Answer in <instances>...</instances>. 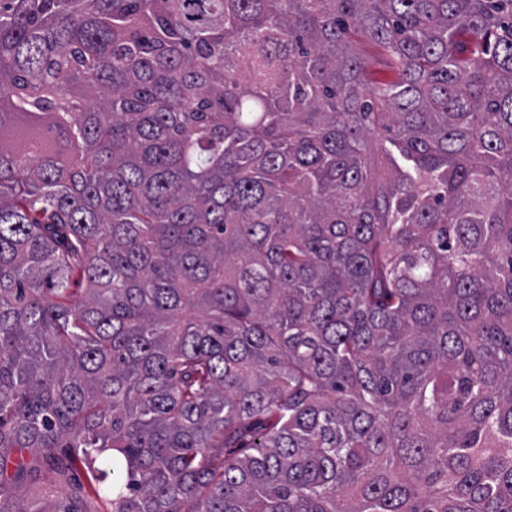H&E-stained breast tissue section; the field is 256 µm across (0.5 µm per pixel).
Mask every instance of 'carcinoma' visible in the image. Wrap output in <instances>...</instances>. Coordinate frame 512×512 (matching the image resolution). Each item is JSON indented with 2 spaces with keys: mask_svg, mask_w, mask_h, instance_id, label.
<instances>
[{
  "mask_svg": "<svg viewBox=\"0 0 512 512\" xmlns=\"http://www.w3.org/2000/svg\"><path fill=\"white\" fill-rule=\"evenodd\" d=\"M107 455L112 512H512V0H0V512ZM363 57L367 62L368 73L373 80L390 79L392 73L385 61L379 56L372 44H365L362 48Z\"/></svg>",
  "mask_w": 512,
  "mask_h": 512,
  "instance_id": "carcinoma-1",
  "label": "carcinoma"
}]
</instances>
